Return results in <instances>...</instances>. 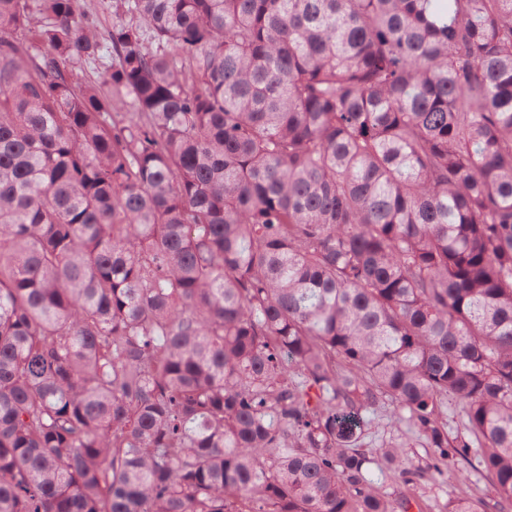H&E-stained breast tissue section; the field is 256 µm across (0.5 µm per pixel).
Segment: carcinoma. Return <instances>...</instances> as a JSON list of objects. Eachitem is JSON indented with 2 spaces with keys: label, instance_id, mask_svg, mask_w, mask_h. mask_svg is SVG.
Returning <instances> with one entry per match:
<instances>
[{
  "label": "carcinoma",
  "instance_id": "obj_1",
  "mask_svg": "<svg viewBox=\"0 0 512 512\" xmlns=\"http://www.w3.org/2000/svg\"><path fill=\"white\" fill-rule=\"evenodd\" d=\"M111 8L0 0V512H512V0ZM401 442L405 444L407 458L414 467L425 468L430 462L429 449L424 447L423 441L416 436L406 434L404 424L394 423L390 420L389 411H378L372 428V434L366 439L369 451L377 453L383 443ZM469 469V468H468ZM468 477L448 475L445 482L421 479L410 488L402 487L412 499L408 512H446V505L455 499H483L489 501L494 496L491 485L480 471L469 469ZM421 509L418 508V505Z\"/></svg>",
  "mask_w": 512,
  "mask_h": 512
}]
</instances>
